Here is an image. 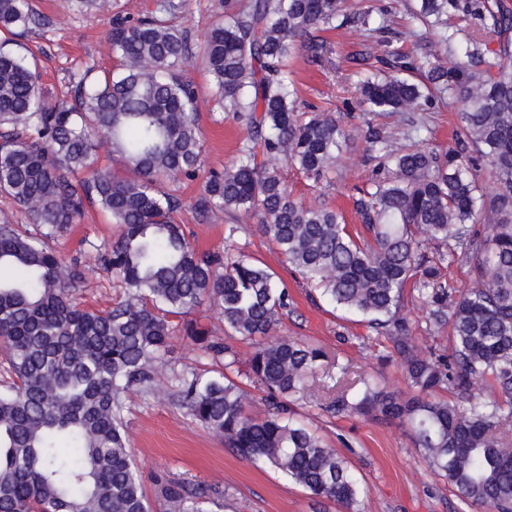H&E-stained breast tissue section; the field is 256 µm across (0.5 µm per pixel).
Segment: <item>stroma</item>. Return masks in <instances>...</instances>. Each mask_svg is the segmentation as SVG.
Segmentation results:
<instances>
[{
	"label": "stroma",
	"mask_w": 512,
	"mask_h": 512,
	"mask_svg": "<svg viewBox=\"0 0 512 512\" xmlns=\"http://www.w3.org/2000/svg\"><path fill=\"white\" fill-rule=\"evenodd\" d=\"M178 2L179 7L169 20L184 30L194 45L224 14V0ZM33 4L43 23L19 38L18 50L35 54L48 98L69 99L74 76L87 66H115L116 58L107 40L111 15L80 9L74 0H33ZM347 5L352 11L386 10L394 27L406 33L403 49L413 50L415 40L409 32L417 24L410 10L417 7V0H347ZM324 37L332 47L329 64L320 67L309 63L306 56H296L291 61L293 78L301 100L314 105L316 111L335 114L349 130L351 139L331 181L317 182L289 167L283 174L294 198L307 205L336 209L354 226L358 223L355 190L366 185L375 161L363 140L361 118L346 110L347 95L337 86L336 75L353 72L350 58L358 52L367 54L370 67H377L382 49L350 27L325 32ZM185 75L195 83L201 100L203 167L223 168L234 159L244 132L213 101L211 79L200 60H192ZM459 109V102L450 99L426 113L427 130L420 137L439 152L454 146ZM203 185L200 178L182 181L180 193L189 207L179 213V222L198 248H240L277 273L293 298L291 312L280 320L279 335L339 353L349 361L352 371L375 374L389 389H404L399 359L391 358L387 363L382 360L383 355H390L391 343L377 336L359 317L309 297L306 285L288 270L280 254L247 215L230 216L216 210L202 216L192 209ZM232 223L240 230L231 237L227 228ZM116 233V225L91 211L69 235L56 240L54 247L64 259L81 261L88 243L111 241ZM403 314L423 354L435 356L447 350L448 328H427L423 304L416 292L406 291ZM171 349L176 370L214 375L216 364L187 337L175 336ZM299 411L329 446L342 449L363 489L361 512H474L447 481L426 467L406 427L366 418H332L312 401L303 402ZM124 416L130 446L155 512H178L158 499L156 482L161 478L218 487L223 503L219 512H315L318 508L307 491L273 470L234 455L225 448L222 438L205 430L164 395L129 392Z\"/></svg>",
	"instance_id": "1"
}]
</instances>
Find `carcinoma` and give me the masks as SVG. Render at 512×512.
<instances>
[{"mask_svg":"<svg viewBox=\"0 0 512 512\" xmlns=\"http://www.w3.org/2000/svg\"><path fill=\"white\" fill-rule=\"evenodd\" d=\"M419 2L417 19L440 27L450 51L464 42L466 62L440 65L416 31L417 53L405 54L386 14H347L341 0H224L201 48L215 97L247 137L232 163L206 177L195 208L249 215L314 292L390 339L401 394L277 335L292 298L270 269L243 251L189 242L177 184L201 171V103L183 76L194 58L188 39L166 19L174 0H156L133 22L113 14L108 41L119 68L88 69L70 102L49 101L37 67L0 41V196L33 227L0 219V347L10 376L0 389V512H151L124 395L156 390L177 332L222 372L205 379L169 367L175 403L238 457L318 501L360 512L362 493L346 459L296 417L295 402L312 397L309 380L320 372L331 381L322 385V411L410 426L427 467L465 504L512 512V3ZM453 17L468 26H449ZM39 21L31 0H0V34ZM337 26L362 30L387 55L383 76L355 85L361 111L426 112L446 95L461 104L456 147L442 154L421 144L396 152L366 123L378 163L370 187L357 189V229L332 208L297 201L276 164L321 180L342 160L349 131L328 113L298 112L286 65L297 51L315 65L327 60L318 32ZM102 137L123 171L97 165ZM482 162L491 194L478 187ZM88 207L120 228L111 244H89L91 267L66 262L48 244ZM459 259L469 288L444 273ZM95 269L123 288L110 308L73 297ZM408 287L430 325L450 326L448 353L428 358L415 345L400 315ZM206 300L219 308L222 337L187 319ZM236 339L253 342L249 357L234 350ZM479 382L493 395L475 394ZM249 386L263 393L261 415L249 409ZM442 389L455 399L438 398ZM216 494L184 481L157 484L158 497L181 512H199L206 500L220 506Z\"/></svg>","mask_w":512,"mask_h":512,"instance_id":"carcinoma-1","label":"carcinoma"}]
</instances>
